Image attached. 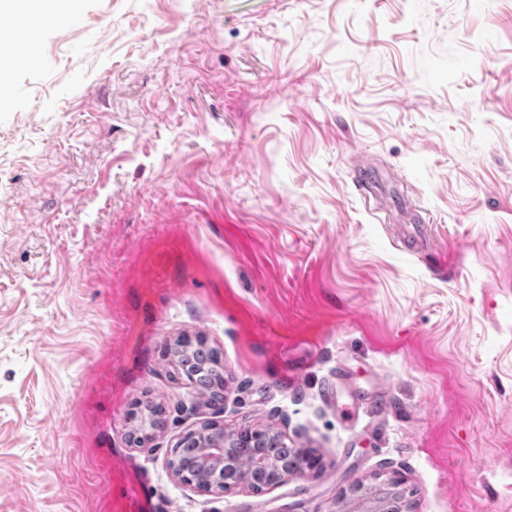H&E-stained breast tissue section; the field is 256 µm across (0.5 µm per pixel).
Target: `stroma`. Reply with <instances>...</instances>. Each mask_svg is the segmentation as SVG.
Returning <instances> with one entry per match:
<instances>
[{"label": "stroma", "mask_w": 512, "mask_h": 512, "mask_svg": "<svg viewBox=\"0 0 512 512\" xmlns=\"http://www.w3.org/2000/svg\"><path fill=\"white\" fill-rule=\"evenodd\" d=\"M66 15L0 78V512H347L394 477L512 512V0ZM211 423L315 465L196 492L168 462ZM219 362L217 357L211 353V359L209 363L201 367V375L205 376L208 380V384H204L201 389L203 391H210V399L214 402V404H218L223 400V396L215 389H219L220 386H223L224 378L221 371L218 368Z\"/></svg>", "instance_id": "1"}]
</instances>
